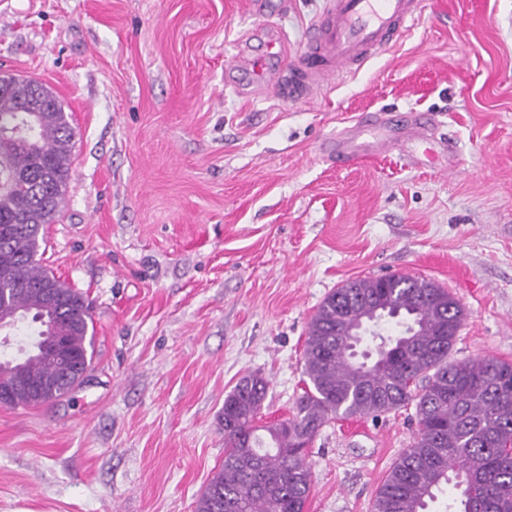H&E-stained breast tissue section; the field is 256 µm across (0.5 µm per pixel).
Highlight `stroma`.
Segmentation results:
<instances>
[{
	"mask_svg": "<svg viewBox=\"0 0 512 512\" xmlns=\"http://www.w3.org/2000/svg\"><path fill=\"white\" fill-rule=\"evenodd\" d=\"M0 0V71L72 115V176L43 266L86 295L93 357L58 401L0 407V512H195L224 461V397L269 383L289 417L323 299L407 274L465 319L454 360L512 362V0H425L419 22L318 98L237 94L227 65L274 22L297 55L324 0ZM251 34L243 43V34ZM429 117L437 158L336 167L369 113ZM413 410L335 419L305 512H371Z\"/></svg>",
	"mask_w": 512,
	"mask_h": 512,
	"instance_id": "1",
	"label": "stroma"
}]
</instances>
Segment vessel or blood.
I'll return each mask as SVG.
<instances>
[{
    "label": "vessel or blood",
    "mask_w": 512,
    "mask_h": 512,
    "mask_svg": "<svg viewBox=\"0 0 512 512\" xmlns=\"http://www.w3.org/2000/svg\"><path fill=\"white\" fill-rule=\"evenodd\" d=\"M422 4L423 0H326L296 63H289L285 40L279 37L269 42L265 55L252 60L251 72L282 99H312L332 79L363 66L413 27ZM384 148L374 129L359 123L330 140L329 155L337 165L347 166Z\"/></svg>",
    "instance_id": "vessel-or-blood-1"
}]
</instances>
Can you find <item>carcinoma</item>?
Returning a JSON list of instances; mask_svg holds the SVG:
<instances>
[{"instance_id":"1","label":"carcinoma","mask_w":512,"mask_h":512,"mask_svg":"<svg viewBox=\"0 0 512 512\" xmlns=\"http://www.w3.org/2000/svg\"><path fill=\"white\" fill-rule=\"evenodd\" d=\"M23 112L0 109V317L17 309L53 324L74 367L64 378L50 350L20 368L0 361V388L26 377L39 392L12 407L51 403L83 382L91 317L83 293L38 259L44 229L55 220L71 178L74 129L47 85L9 81ZM55 295L48 296V289ZM381 298L407 324L357 352L360 338L341 335L366 315L361 300ZM454 296L409 275L356 279L330 293L313 316L303 352L306 387L291 417L256 425L268 383L245 376L224 397V464L201 492L196 512H305L312 484L309 447L334 417H378L415 406L418 432L376 491L372 512H427L445 484L459 490L448 512H512V363L454 361L449 355L464 316Z\"/></svg>"}]
</instances>
